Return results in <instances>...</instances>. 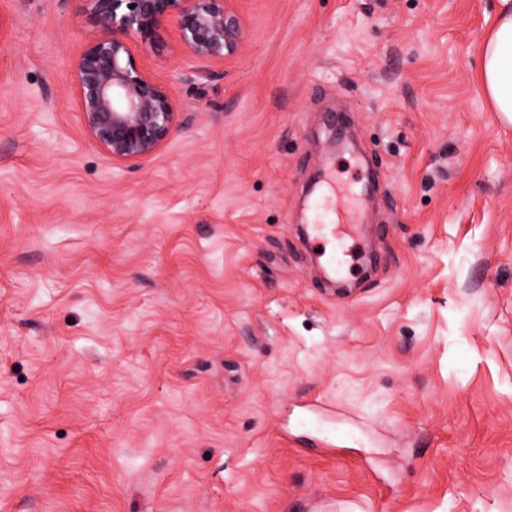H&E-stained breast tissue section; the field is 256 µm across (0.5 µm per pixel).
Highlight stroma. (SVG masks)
I'll return each instance as SVG.
<instances>
[{
	"label": "stroma",
	"mask_w": 512,
	"mask_h": 512,
	"mask_svg": "<svg viewBox=\"0 0 512 512\" xmlns=\"http://www.w3.org/2000/svg\"><path fill=\"white\" fill-rule=\"evenodd\" d=\"M240 51L128 39L175 128L115 164L86 0H0V512H512L500 0H236ZM384 191L368 272L306 222ZM482 88L494 112L512 123V2L501 0V9L485 40L479 59Z\"/></svg>",
	"instance_id": "stroma-1"
}]
</instances>
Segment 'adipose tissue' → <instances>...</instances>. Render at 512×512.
I'll use <instances>...</instances> for the list:
<instances>
[{
  "label": "adipose tissue",
  "instance_id": "1",
  "mask_svg": "<svg viewBox=\"0 0 512 512\" xmlns=\"http://www.w3.org/2000/svg\"><path fill=\"white\" fill-rule=\"evenodd\" d=\"M479 74L494 111L511 124L512 0H501V9L482 47Z\"/></svg>",
  "mask_w": 512,
  "mask_h": 512
}]
</instances>
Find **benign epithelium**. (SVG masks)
Masks as SVG:
<instances>
[{
    "label": "benign epithelium",
    "instance_id": "obj_1",
    "mask_svg": "<svg viewBox=\"0 0 512 512\" xmlns=\"http://www.w3.org/2000/svg\"><path fill=\"white\" fill-rule=\"evenodd\" d=\"M105 36L74 63L79 109L92 140L114 163L152 156L176 125L166 88L137 62L127 42L150 37L167 18L177 22L194 56L223 60L235 55L244 29L234 0H87Z\"/></svg>",
    "mask_w": 512,
    "mask_h": 512
}]
</instances>
